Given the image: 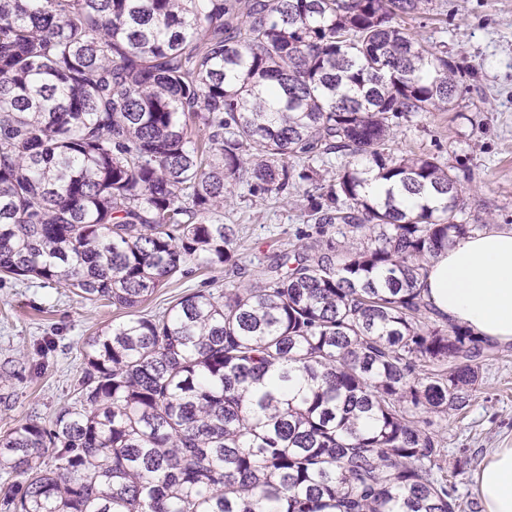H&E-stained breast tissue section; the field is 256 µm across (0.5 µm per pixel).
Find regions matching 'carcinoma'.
<instances>
[{
  "mask_svg": "<svg viewBox=\"0 0 512 512\" xmlns=\"http://www.w3.org/2000/svg\"><path fill=\"white\" fill-rule=\"evenodd\" d=\"M425 2L0 0V280L130 313L88 340L71 403L0 435L27 476L0 512H455L422 414L466 408L495 346L417 288L481 228L457 222L455 177L388 150L462 77L405 26ZM241 185L302 187L317 235L374 239L292 244L258 284L134 314L191 263L242 270ZM338 231L339 230L336 226L335 228L330 229L325 239H332L333 242L336 243V249H338L340 253L356 251L357 249L366 246L368 242V239L364 236V233L353 234L343 230L344 233L342 234Z\"/></svg>",
  "mask_w": 512,
  "mask_h": 512,
  "instance_id": "cac0c4a2",
  "label": "carcinoma"
}]
</instances>
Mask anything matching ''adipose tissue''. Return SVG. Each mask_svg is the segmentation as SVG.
<instances>
[{"label": "adipose tissue", "instance_id": "adipose-tissue-1", "mask_svg": "<svg viewBox=\"0 0 512 512\" xmlns=\"http://www.w3.org/2000/svg\"><path fill=\"white\" fill-rule=\"evenodd\" d=\"M418 286L441 318L512 344V228L457 241L429 261ZM473 481L481 512H512V447L494 449Z\"/></svg>", "mask_w": 512, "mask_h": 512}]
</instances>
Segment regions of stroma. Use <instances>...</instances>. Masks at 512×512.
<instances>
[{
  "instance_id": "35a3bbf8",
  "label": "stroma",
  "mask_w": 512,
  "mask_h": 512,
  "mask_svg": "<svg viewBox=\"0 0 512 512\" xmlns=\"http://www.w3.org/2000/svg\"><path fill=\"white\" fill-rule=\"evenodd\" d=\"M423 45L444 50L464 77L447 110L401 121L389 142L398 156L431 154L457 177L458 220L512 227V0H429L409 19ZM306 202H277L237 190L225 210L239 226L241 284L260 282L269 257L307 230ZM226 273L197 271L158 288L138 314L161 315L193 291L221 293ZM125 311L93 305L61 286L0 281V362L20 357L28 370L0 384L12 396L0 411V434L31 416L50 420L70 403L91 336L125 321ZM448 466V487L461 512H480L472 476L496 448L512 446V346L497 347L479 370L476 392L460 412L434 415Z\"/></svg>"
}]
</instances>
